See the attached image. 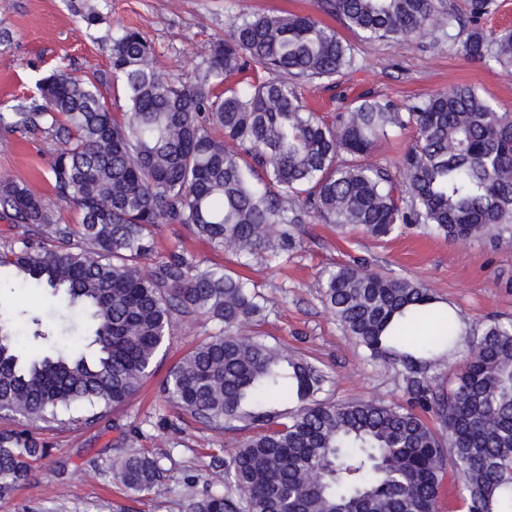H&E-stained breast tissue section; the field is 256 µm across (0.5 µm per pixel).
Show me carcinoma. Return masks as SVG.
I'll return each instance as SVG.
<instances>
[{"instance_id": "carcinoma-1", "label": "carcinoma", "mask_w": 512, "mask_h": 512, "mask_svg": "<svg viewBox=\"0 0 512 512\" xmlns=\"http://www.w3.org/2000/svg\"><path fill=\"white\" fill-rule=\"evenodd\" d=\"M319 4L364 40L429 33L512 76V29L480 25L495 0H465L463 12L448 0ZM152 53L142 32L125 28L98 82L61 67L41 80L40 100L0 112L1 136L43 132L63 144L48 170L52 197L32 182L0 180V220L21 229L0 249V269L92 324L90 342L68 345L36 310L22 312L15 330L0 325V412L92 422L139 391L174 315H202L217 331L162 390L212 429L259 431L216 459L215 483L238 495L189 494L186 512H437L447 464L463 512H512V319L490 323L441 389L429 372L459 352L454 315L432 309L436 298L420 284L341 265L324 277L323 302L367 359L404 367L411 405L336 404L320 398L321 370L255 334L264 306L249 279L176 254L148 277L138 268L155 257L159 224L188 226L242 267L258 250L276 259L294 247L309 212L371 239L413 227L451 241L512 235V112L464 85L401 105L361 94L328 120L278 77L333 84L353 65L351 43L310 16L242 15L189 80L157 73ZM250 68L253 79L214 92ZM115 80L128 102L120 118L99 92ZM409 128L417 136L401 179L365 161ZM52 198L76 207L77 223L59 222ZM428 319L439 329L424 342L405 336L406 324ZM32 339L54 349L26 355ZM46 454L26 432L0 431V491L28 479ZM110 472L134 493L163 477L159 461L138 452Z\"/></svg>"}]
</instances>
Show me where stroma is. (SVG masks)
<instances>
[{"instance_id":"obj_1","label":"stroma","mask_w":512,"mask_h":512,"mask_svg":"<svg viewBox=\"0 0 512 512\" xmlns=\"http://www.w3.org/2000/svg\"><path fill=\"white\" fill-rule=\"evenodd\" d=\"M86 3L99 13L95 25L81 18ZM243 13L309 14L354 45L357 63L338 77L337 88L298 81L304 101L320 113L335 112L340 91L401 104L465 84L512 112V77L465 59L452 44L434 45L427 35L392 44L362 40L322 12L318 0H0V31L9 32L0 41V112L31 101L37 81L58 67L84 80L108 71L112 35L123 27L150 40L158 73L193 76L210 41L227 35ZM57 147L41 133L0 139V179L45 185ZM156 240L163 257L175 252L203 268L236 266L232 253L213 248L181 224L158 225ZM297 240L276 260L252 257L244 273L268 300L261 336L288 345L321 369L329 401L403 405L409 395L400 369L364 360L324 305L319 283L327 269L358 259L384 275L431 288L462 318L469 342L491 321L512 319V240L457 242L415 232L371 240L357 231L339 233L310 215L299 225ZM214 331L203 317H175L152 374L126 403L89 424L22 425L49 453L25 484L0 495V512H184L185 495L211 490L214 457H227L247 433L214 431L168 403L160 385ZM131 451L159 460L164 477L154 491L133 493L109 474V465Z\"/></svg>"}]
</instances>
